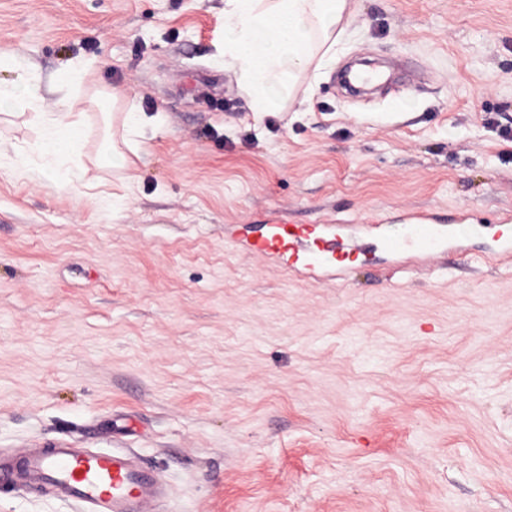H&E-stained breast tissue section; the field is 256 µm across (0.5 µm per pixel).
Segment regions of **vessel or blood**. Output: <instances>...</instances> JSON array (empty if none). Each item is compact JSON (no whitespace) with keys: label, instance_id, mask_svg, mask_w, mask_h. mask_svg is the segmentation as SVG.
Masks as SVG:
<instances>
[{"label":"vessel or blood","instance_id":"vessel-or-blood-1","mask_svg":"<svg viewBox=\"0 0 512 512\" xmlns=\"http://www.w3.org/2000/svg\"><path fill=\"white\" fill-rule=\"evenodd\" d=\"M444 223V217L432 211L413 213L380 237V248L395 256L439 254L448 245ZM314 233L309 224H278L270 234L250 241L248 248L285 261L301 277L343 275L352 256L335 242L322 241L313 250H301V241ZM0 485L46 487L81 512H148L169 493L168 485L151 468L133 465L125 453L70 448L57 442L24 449L0 461Z\"/></svg>","mask_w":512,"mask_h":512}]
</instances>
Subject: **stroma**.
I'll return each mask as SVG.
<instances>
[{"label":"stroma","mask_w":512,"mask_h":512,"mask_svg":"<svg viewBox=\"0 0 512 512\" xmlns=\"http://www.w3.org/2000/svg\"><path fill=\"white\" fill-rule=\"evenodd\" d=\"M302 112H253L224 0H0V53L89 118L99 187L0 158V457L113 448L152 512H512V263L492 227L424 264L376 247L408 213L512 216V0H351ZM354 58L414 77L363 99ZM83 72H73L74 64ZM127 88L149 164L91 166L93 97ZM326 224L341 283L236 241ZM0 512H76L1 489Z\"/></svg>","instance_id":"1"}]
</instances>
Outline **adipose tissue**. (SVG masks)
Returning a JSON list of instances; mask_svg holds the SVG:
<instances>
[{"label":"adipose tissue","instance_id":"adipose-tissue-1","mask_svg":"<svg viewBox=\"0 0 512 512\" xmlns=\"http://www.w3.org/2000/svg\"><path fill=\"white\" fill-rule=\"evenodd\" d=\"M351 17L350 0H224V69L232 73L250 99L255 112H281L287 104H305L321 69L336 52ZM9 67L18 78L0 84V103L26 110L40 134L32 150L52 156L57 165L69 164L67 180L59 190L86 186L87 168L72 164L73 151L81 140L87 115L73 109L48 107L38 95L30 66L22 58L1 56L0 67ZM124 103L122 126L130 152L116 149L104 139L97 154L103 167L123 168L130 157L146 160L144 125L135 100L121 89L103 96L98 107L107 112Z\"/></svg>","mask_w":512,"mask_h":512}]
</instances>
